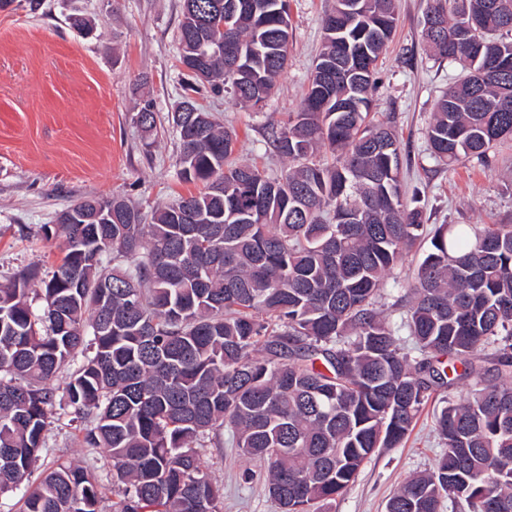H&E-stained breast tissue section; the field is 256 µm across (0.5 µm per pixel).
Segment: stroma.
I'll use <instances>...</instances> for the list:
<instances>
[{"instance_id":"1","label":"stroma","mask_w":512,"mask_h":512,"mask_svg":"<svg viewBox=\"0 0 512 512\" xmlns=\"http://www.w3.org/2000/svg\"><path fill=\"white\" fill-rule=\"evenodd\" d=\"M335 0H289L292 39L288 65L274 93L251 108L201 87L193 99L238 136V160L276 175L286 159L267 140L270 125L298 111L313 61L321 47L322 20ZM427 0H397L398 25L379 61L381 83L374 110L388 119L403 148L405 192L419 191L431 224H512V142L489 162L438 165L427 151L426 130L436 100L460 73L458 65L426 53L422 42ZM80 12L94 27L84 35L69 16ZM181 0H42L0 10V282L31 263L50 277L62 256L61 240L43 225L77 200L121 196L150 213L159 204L198 194L200 185L180 179L179 139L168 118L185 92L179 63ZM152 102L157 134L147 138L137 123ZM421 243L386 284L379 308L392 323L405 310L397 301L421 262ZM433 395L403 444L376 452L331 512H385L391 495L414 473L432 469L443 447L434 432ZM84 424L66 405L55 406L38 470L77 464L111 494L112 463L83 444ZM202 461L222 486V512H277L262 479L244 480L257 462L230 446L208 447Z\"/></svg>"}]
</instances>
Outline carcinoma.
Returning a JSON list of instances; mask_svg holds the SVG:
<instances>
[{"instance_id": "obj_1", "label": "carcinoma", "mask_w": 512, "mask_h": 512, "mask_svg": "<svg viewBox=\"0 0 512 512\" xmlns=\"http://www.w3.org/2000/svg\"><path fill=\"white\" fill-rule=\"evenodd\" d=\"M431 15L424 40L461 75L435 102L429 156L483 162L512 139V0H428ZM287 17L288 0H182L180 61L255 107L287 65ZM396 25L395 0H336L300 111L268 131L280 175L237 162L235 132L187 99L177 163L203 192L149 224L114 196L41 226L64 255L37 299V263L0 284V493L25 487L22 512H103L78 465L24 486L79 355L66 406L113 463L114 512H221L200 455L225 430L264 464L279 512H322L442 388L443 453L387 512H512V224L430 229L404 197L400 141L372 112ZM137 121L156 132L151 103ZM427 236L404 295L409 353L376 297Z\"/></svg>"}]
</instances>
